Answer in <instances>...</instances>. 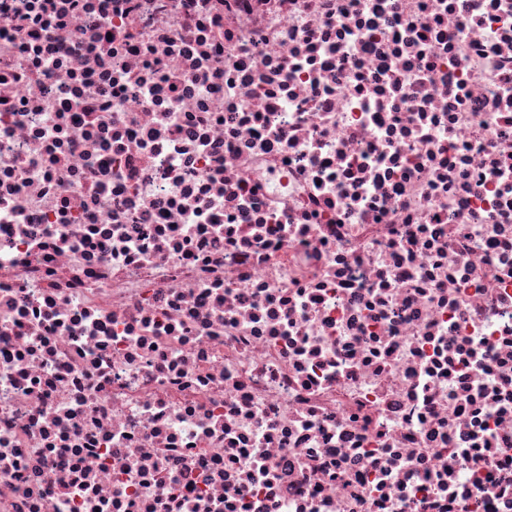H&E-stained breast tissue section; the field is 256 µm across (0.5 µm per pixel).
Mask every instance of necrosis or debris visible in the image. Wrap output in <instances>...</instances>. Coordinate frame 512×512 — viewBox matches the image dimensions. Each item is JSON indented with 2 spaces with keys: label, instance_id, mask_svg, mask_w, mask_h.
I'll use <instances>...</instances> for the list:
<instances>
[{
  "label": "necrosis or debris",
  "instance_id": "4bbe7bcc",
  "mask_svg": "<svg viewBox=\"0 0 512 512\" xmlns=\"http://www.w3.org/2000/svg\"><path fill=\"white\" fill-rule=\"evenodd\" d=\"M0 512H512V0H0Z\"/></svg>",
  "mask_w": 512,
  "mask_h": 512
}]
</instances>
